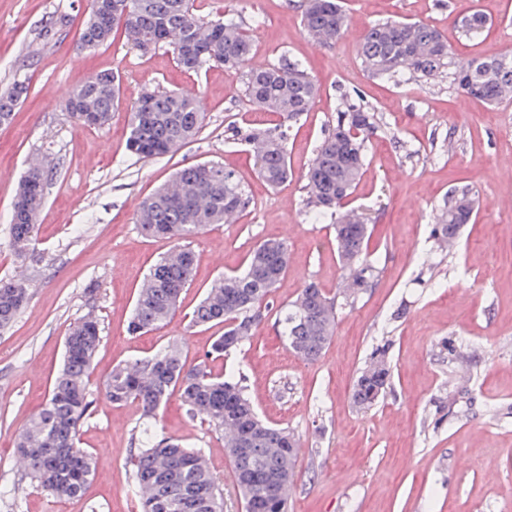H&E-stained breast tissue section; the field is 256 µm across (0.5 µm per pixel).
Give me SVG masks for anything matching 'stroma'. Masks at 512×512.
I'll return each instance as SVG.
<instances>
[{"instance_id": "1", "label": "stroma", "mask_w": 512, "mask_h": 512, "mask_svg": "<svg viewBox=\"0 0 512 512\" xmlns=\"http://www.w3.org/2000/svg\"><path fill=\"white\" fill-rule=\"evenodd\" d=\"M299 0H194L198 14H235L250 27V66L303 63L319 86L309 112L296 119L263 112L244 97L241 74L210 67L187 73L169 46L142 54L122 31L92 52L76 44L90 0H0V90L24 76L29 92L0 126V278L24 280L30 300L0 331V512H140L131 491V448L147 421L138 402L113 406L103 384L117 364L180 343L196 364L223 326H196L192 313L219 276L243 269L251 250L276 238L288 247V270L272 301L294 300L308 282L338 299L333 337L317 361L286 349L277 315L228 358L246 378L247 395L272 424L299 440L288 512H512V99L490 106L467 96L451 75L369 76L357 55L363 30L385 19L421 20L443 35L456 65L512 51L507 0H344L348 31L335 47L312 43ZM491 21L477 39L460 21L473 11ZM68 22L46 41L42 28ZM112 72L120 102L105 127L80 126L64 108L72 90ZM196 95L207 124L197 139L152 160L126 148L130 108L143 90ZM371 109L377 128L349 205L373 227L367 255L379 269L372 288L345 297L346 272L329 220L304 212V174L316 146L336 124L343 96ZM288 130L291 175L273 189L258 176L248 147L230 126ZM233 168L249 204L234 221L189 239L194 280L174 315L157 329L129 334L136 293L172 243L148 238L136 207L180 168L206 161ZM48 172L35 244L25 257L9 246L18 182L31 162ZM478 197L472 223L452 249L429 236L452 191ZM95 315L102 341L88 378L93 400L80 443L93 455L94 476L82 497L35 491L15 439L46 403L62 365L72 325ZM390 343L391 390L369 410L352 388L373 350ZM461 347L466 363L443 343ZM452 403L436 421L434 402ZM163 436L207 454L224 487V512H243L224 434L187 414L178 397L155 421Z\"/></svg>"}]
</instances>
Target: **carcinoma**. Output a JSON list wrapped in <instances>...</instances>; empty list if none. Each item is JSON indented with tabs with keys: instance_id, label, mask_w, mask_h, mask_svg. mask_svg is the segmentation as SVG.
Listing matches in <instances>:
<instances>
[{
	"instance_id": "cac0c4a2",
	"label": "carcinoma",
	"mask_w": 512,
	"mask_h": 512,
	"mask_svg": "<svg viewBox=\"0 0 512 512\" xmlns=\"http://www.w3.org/2000/svg\"><path fill=\"white\" fill-rule=\"evenodd\" d=\"M348 16L342 0H303L302 23L309 34L324 36L322 46L333 47L342 37ZM486 17L476 11L461 22L464 35L476 38L486 29ZM123 27L129 49L148 53L175 37L172 54L186 72L221 66L238 70L254 48L251 30L234 17L205 19L191 0H90V14L78 47L92 50L108 42ZM364 70L375 77L392 78L408 72L433 78L452 65L448 46L434 26L421 21L387 19L371 24L359 49ZM454 81L469 97L496 104L512 94V52L475 58L453 71ZM245 97L267 112L297 118L312 107L318 85L297 62L271 64L243 73ZM28 82L15 78L0 93V125L28 94ZM120 94L114 75L98 74L77 86L65 103L75 123L104 127ZM205 125V113L196 97L176 91H145L130 115L129 150L140 159L159 158L194 141ZM376 128L375 114L345 102L336 126L317 146L308 170L305 213L317 221L331 216L338 256L349 278L366 290L377 278V268L364 252L369 227L354 212L342 211L344 201L360 179L366 142ZM253 148L260 177L270 186L288 181V131L280 126L242 131ZM47 176L31 166L22 177L10 223V246L20 256L28 253L37 235V217L43 206ZM247 196L232 169L215 161L191 164L179 172L137 209L136 223L145 236L177 242L151 269L150 287L139 290L129 331H148L172 315L182 291L192 280L194 255L181 242L245 208ZM478 200L463 187L452 192L447 207L430 230V237L453 244L462 225L471 221ZM288 266V247L266 239L250 253L245 269L215 280L194 311V323L224 326L204 359L185 364L172 343L154 355L133 358L112 369L105 396L114 405L130 400L153 417L173 392L192 416H202L217 430L224 422L236 425L224 441L233 464L235 485L244 512H286L295 471L296 439L286 428L264 422L245 394L241 376L233 368L216 372L220 360L250 339L270 310L273 289ZM28 301V288L18 279H0V330L9 327ZM281 336L290 351L313 362L334 334L336 307L314 282L295 300L279 307ZM99 322L89 315L69 331L63 368L54 380L48 403L19 432L16 446L26 461L36 490L56 499L81 496L93 475L92 454L79 447V431L92 405L87 375L100 345ZM391 343L375 348L360 371L353 389L356 407L374 406L391 385L387 354ZM133 489L151 490L140 499L141 512H224L223 488L212 475L202 450L187 448L149 428L142 430L139 448L131 455Z\"/></svg>"
}]
</instances>
